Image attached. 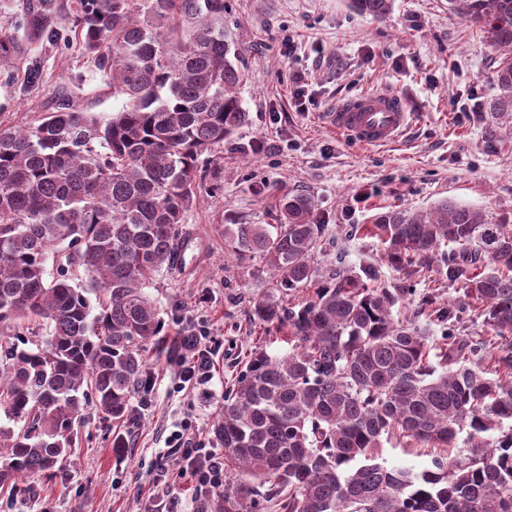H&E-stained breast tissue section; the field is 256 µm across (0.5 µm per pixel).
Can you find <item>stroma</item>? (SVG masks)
I'll list each match as a JSON object with an SVG mask.
<instances>
[{"label":"stroma","instance_id":"35a3bbf8","mask_svg":"<svg viewBox=\"0 0 512 512\" xmlns=\"http://www.w3.org/2000/svg\"><path fill=\"white\" fill-rule=\"evenodd\" d=\"M40 0H0V35L27 51L0 59V125L23 127L66 100L108 115L122 102L77 39L55 43L27 35L23 21ZM247 79L240 89L251 122L218 148L180 233L183 263L156 275L149 293L166 323L159 345H148L143 389L150 400L122 427L90 414L73 464L34 482L35 497H0V512H152L162 494L156 461L175 425L190 422L197 447L224 393L251 352L288 349L275 329L254 320L251 306L274 273L260 260L225 258L224 227L271 224L288 193L314 197L328 231L315 253L319 266L378 265L389 287H409L393 316L429 330L485 342L482 365L494 368L498 339L459 286L429 269L413 275L382 264V247L367 228L398 207L425 211L450 200L490 217L512 214V119L490 112L497 62L482 34L448 13V0H393L374 22L346 0H231ZM304 76L296 87V76ZM401 95L414 121L397 144L365 148L329 130L324 112L363 90ZM434 294L452 311L431 321L422 298ZM206 337L212 351L208 392L177 386L179 363L168 351L179 337ZM128 441L123 453L115 435ZM436 448L415 441L384 442L386 465L419 472Z\"/></svg>","mask_w":512,"mask_h":512}]
</instances>
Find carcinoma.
<instances>
[{
  "mask_svg": "<svg viewBox=\"0 0 512 512\" xmlns=\"http://www.w3.org/2000/svg\"><path fill=\"white\" fill-rule=\"evenodd\" d=\"M384 20L392 0H349ZM228 0H77L75 35L122 108L107 117L58 104L23 128L0 126V494L34 492L72 463L88 404L125 423L144 383L143 348L164 335L146 292L177 270L179 224L202 180L201 157L249 124ZM480 28L496 58L492 111L512 118V0H448ZM27 34L50 37V0ZM327 231L315 199L286 195L274 224L224 225L227 256L261 259L276 281L255 301L288 352L254 350L212 426L232 475L212 512H251L265 487L282 512H512V216L495 220L445 201L389 209L370 232L399 271L436 268L478 303L502 340L449 335L439 365L429 336L395 321L410 294L372 264L323 271ZM478 242L489 256L469 251ZM458 249L440 251L443 244ZM315 288L299 308L284 295ZM49 326L43 340L17 332ZM414 473L380 460L383 440L454 448Z\"/></svg>",
  "mask_w": 512,
  "mask_h": 512,
  "instance_id": "1",
  "label": "carcinoma"
}]
</instances>
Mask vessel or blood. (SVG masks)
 Segmentation results:
<instances>
[{"instance_id": "obj_1", "label": "vessel or blood", "mask_w": 512, "mask_h": 512, "mask_svg": "<svg viewBox=\"0 0 512 512\" xmlns=\"http://www.w3.org/2000/svg\"><path fill=\"white\" fill-rule=\"evenodd\" d=\"M412 118L404 99L385 91L358 93L324 115L330 129L364 147L398 143Z\"/></svg>"}]
</instances>
